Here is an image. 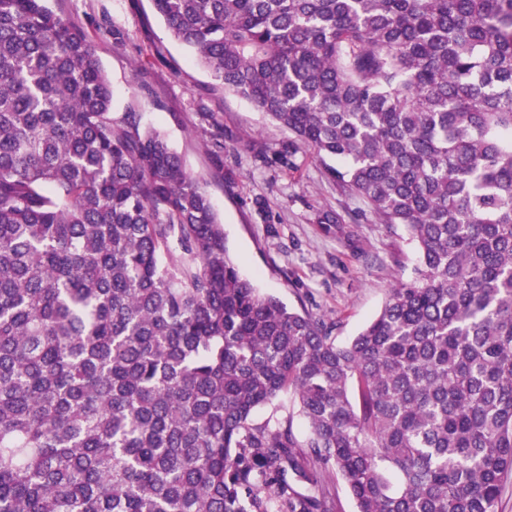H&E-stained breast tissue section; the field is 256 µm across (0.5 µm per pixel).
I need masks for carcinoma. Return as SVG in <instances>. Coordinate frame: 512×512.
I'll list each match as a JSON object with an SVG mask.
<instances>
[{
    "label": "carcinoma",
    "instance_id": "carcinoma-1",
    "mask_svg": "<svg viewBox=\"0 0 512 512\" xmlns=\"http://www.w3.org/2000/svg\"><path fill=\"white\" fill-rule=\"evenodd\" d=\"M151 2L417 264L336 343L242 276L168 140L112 118L84 31L0 0V512H337L336 475L356 512H498L512 0Z\"/></svg>",
    "mask_w": 512,
    "mask_h": 512
}]
</instances>
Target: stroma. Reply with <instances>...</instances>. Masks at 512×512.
Returning a JSON list of instances; mask_svg holds the SVG:
<instances>
[{
    "instance_id": "1",
    "label": "stroma",
    "mask_w": 512,
    "mask_h": 512,
    "mask_svg": "<svg viewBox=\"0 0 512 512\" xmlns=\"http://www.w3.org/2000/svg\"><path fill=\"white\" fill-rule=\"evenodd\" d=\"M93 43L112 85V116L164 135L202 178L244 276L261 293L335 322L343 344L381 309L414 248L379 223L304 151L278 152L287 129L226 91L170 35L151 0H51ZM340 216L322 223L324 214Z\"/></svg>"
}]
</instances>
